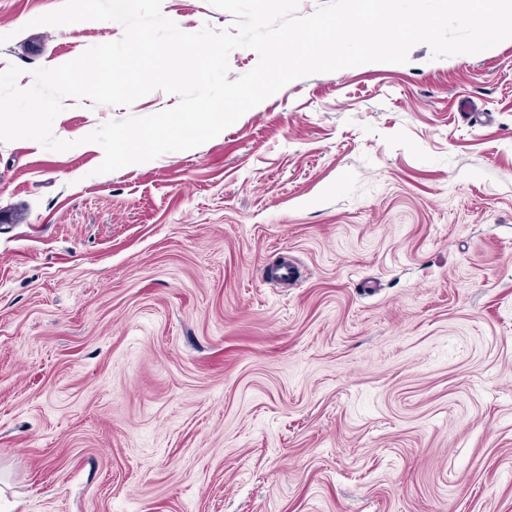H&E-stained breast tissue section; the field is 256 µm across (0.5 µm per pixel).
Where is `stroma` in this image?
<instances>
[{
  "label": "stroma",
  "mask_w": 512,
  "mask_h": 512,
  "mask_svg": "<svg viewBox=\"0 0 512 512\" xmlns=\"http://www.w3.org/2000/svg\"><path fill=\"white\" fill-rule=\"evenodd\" d=\"M0 0V72L122 27ZM178 27H228L162 0ZM0 142V512H512V40L292 81L100 174ZM296 274L271 275L279 262Z\"/></svg>",
  "instance_id": "stroma-1"
}]
</instances>
